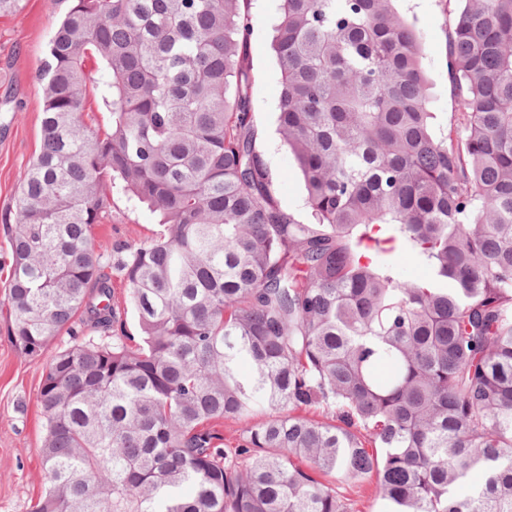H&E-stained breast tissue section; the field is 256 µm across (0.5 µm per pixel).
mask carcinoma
Returning <instances> with one entry per match:
<instances>
[{"label": "carcinoma", "mask_w": 512, "mask_h": 512, "mask_svg": "<svg viewBox=\"0 0 512 512\" xmlns=\"http://www.w3.org/2000/svg\"><path fill=\"white\" fill-rule=\"evenodd\" d=\"M70 2L0 216L5 300L28 356L76 322L113 335L46 364L34 512H352L336 483L370 476L384 512H512V0H460L455 139L395 0H282L278 129L311 223L257 148L247 0ZM116 183L162 226L115 263L137 340L92 248Z\"/></svg>", "instance_id": "carcinoma-1"}]
</instances>
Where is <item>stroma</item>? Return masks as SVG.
Returning <instances> with one entry per match:
<instances>
[{"label": "stroma", "mask_w": 512, "mask_h": 512, "mask_svg": "<svg viewBox=\"0 0 512 512\" xmlns=\"http://www.w3.org/2000/svg\"><path fill=\"white\" fill-rule=\"evenodd\" d=\"M68 7V0H25L20 12L0 17V215L14 207L19 176L39 151L43 97L36 71L54 24ZM246 8L253 27L243 66L259 146L274 175L279 204L306 222L310 212L304 182L276 131L281 74L271 47V28L281 0H248ZM460 8L459 0L397 3L420 37L431 85L430 110L440 136L457 129L465 110L448 76V41ZM160 230L150 211L133 206L116 190L111 209L93 228L94 246L111 259L124 245L155 237ZM12 327L8 306L0 303V512H32L43 488L44 418L38 388L46 363L75 338L70 330H62L40 355L28 356L13 341Z\"/></svg>", "instance_id": "obj_1"}]
</instances>
